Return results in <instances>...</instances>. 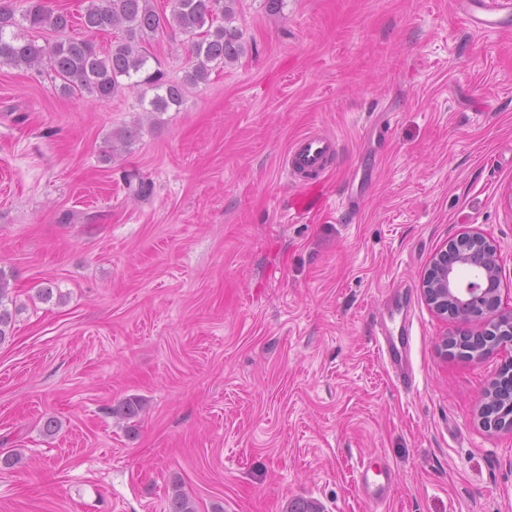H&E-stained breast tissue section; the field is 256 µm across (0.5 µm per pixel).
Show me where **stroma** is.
I'll return each instance as SVG.
<instances>
[{
  "instance_id": "stroma-1",
  "label": "stroma",
  "mask_w": 512,
  "mask_h": 512,
  "mask_svg": "<svg viewBox=\"0 0 512 512\" xmlns=\"http://www.w3.org/2000/svg\"><path fill=\"white\" fill-rule=\"evenodd\" d=\"M232 25L244 54L162 114L144 87L101 102L0 68V268L22 305L0 455H23L0 512H169L176 486L197 512H372L363 459L386 512H512V430L477 416L512 351L444 355L457 324L421 290L475 229L512 307V31L473 30L456 0H236ZM147 49L183 79L185 35ZM310 131L337 154L325 205L292 218L284 161ZM396 305L410 392L375 348ZM133 397L138 417L112 415ZM137 135V128H121L118 131L112 133V135L107 140L108 150H103L102 152L104 160H110L116 153L129 148Z\"/></svg>"
}]
</instances>
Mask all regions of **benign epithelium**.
I'll return each instance as SVG.
<instances>
[{
  "label": "benign epithelium",
  "mask_w": 512,
  "mask_h": 512,
  "mask_svg": "<svg viewBox=\"0 0 512 512\" xmlns=\"http://www.w3.org/2000/svg\"><path fill=\"white\" fill-rule=\"evenodd\" d=\"M502 272L497 249L487 238L471 231L449 242L431 261L422 278V291L428 305L439 315L456 318L455 308H465L480 324L477 335L486 346L472 352L482 359L495 351L512 347V307L502 306L498 285ZM490 429H512V400L487 418Z\"/></svg>",
  "instance_id": "obj_1"
}]
</instances>
